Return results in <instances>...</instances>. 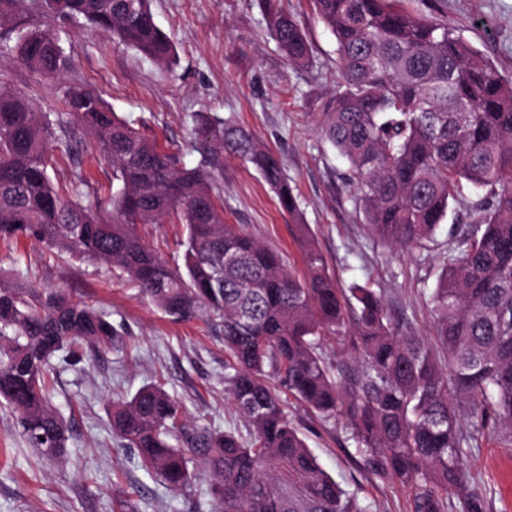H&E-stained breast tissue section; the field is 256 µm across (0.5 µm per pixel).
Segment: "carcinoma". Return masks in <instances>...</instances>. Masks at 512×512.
Wrapping results in <instances>:
<instances>
[{
  "label": "carcinoma",
  "mask_w": 512,
  "mask_h": 512,
  "mask_svg": "<svg viewBox=\"0 0 512 512\" xmlns=\"http://www.w3.org/2000/svg\"><path fill=\"white\" fill-rule=\"evenodd\" d=\"M45 0L47 19L7 27L0 51L49 78L67 66L62 17L107 33L159 65L174 49L150 0ZM409 0H312L335 39L336 91L324 107L325 135L349 164L351 201L390 247L431 238L452 206L480 212L448 234L436 287L425 292L432 339L396 323L368 284L339 288L328 273L299 196L277 156L219 119L202 120L210 152L186 168L141 136L95 90L71 89L65 111L38 112L0 85V239H34L80 259L120 267L163 311L198 312L224 324L232 363L224 383L253 438L181 421L178 402L146 385L112 402V436L171 488L191 486L200 460L214 479L219 512H370L320 466L266 371L308 411L346 421L362 467L408 492L407 512H484L467 460L493 434L512 447V85L444 19ZM267 27L294 65L311 63L294 18L263 0ZM89 132L112 162L119 188L110 218L59 192L48 173L50 140ZM250 162L294 221L304 273L274 250L224 223L213 194L220 155ZM176 214L185 224L183 265L142 240L140 224ZM106 315L61 293L41 297L0 282V401L44 457L66 456L70 430L50 399L52 358L82 341L112 343ZM348 359L325 358L328 339ZM453 496H448V491Z\"/></svg>",
  "instance_id": "obj_1"
}]
</instances>
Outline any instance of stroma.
<instances>
[{
	"mask_svg": "<svg viewBox=\"0 0 512 512\" xmlns=\"http://www.w3.org/2000/svg\"><path fill=\"white\" fill-rule=\"evenodd\" d=\"M433 12L485 54L512 84V0H431ZM304 30L313 60L289 63L266 25L259 0H151L154 19L171 42L176 62L162 68L144 55L82 24L55 20L68 69L48 80L24 66L16 53L0 52V84L38 111L59 112L73 87L100 92L116 114L150 140L178 152L189 168L201 164L200 116L249 130L280 159L300 196L303 221L340 287L370 284L383 293L391 315L421 336L433 327L424 294L434 287L448 231L476 223L477 214L449 212L433 239L393 250L374 237L356 211L349 167L326 139L323 106L336 88L335 41L309 0H282ZM217 191L224 220L238 225L301 270L292 221L275 193L249 164L223 159ZM49 175L55 188L83 205L108 212L118 183L90 135L70 149L52 147ZM139 234L161 258L182 261L185 227L176 217L143 224ZM0 281L47 293L55 289L108 316L110 347L61 351L53 403L70 429L64 460L30 448L15 417L0 405V512H213L209 477L183 491L170 489L143 469L112 437L114 399L159 384L186 416L211 430L250 438L225 390L230 356L220 319H178L153 304L119 269L80 261L31 240H0ZM320 465L371 512H406L408 493L361 466L341 417L325 419L295 399L286 405ZM486 512H512V448L488 436L470 461Z\"/></svg>",
	"mask_w": 512,
	"mask_h": 512,
	"instance_id": "35a3bbf8",
	"label": "stroma"
}]
</instances>
